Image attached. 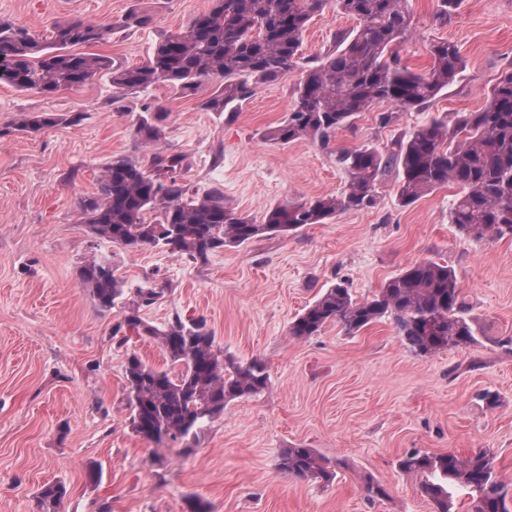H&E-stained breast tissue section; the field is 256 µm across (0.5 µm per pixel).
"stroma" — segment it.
<instances>
[{"mask_svg": "<svg viewBox=\"0 0 512 512\" xmlns=\"http://www.w3.org/2000/svg\"><path fill=\"white\" fill-rule=\"evenodd\" d=\"M209 0H0V18L37 34L56 21L112 23V37L91 51L133 65L161 38L207 10ZM414 30L400 55L410 68L431 62L430 45L459 47L465 68L425 110L399 113L386 127L377 111L338 131L329 145H280L270 131L291 105L293 78L255 88L234 112H209L197 95L155 85L120 95L108 76L52 94L0 86V512H36L37 489L64 483L59 512H186V500L212 512H433L419 477L397 461L410 450L493 452L512 489V238L474 241L448 222L454 187L398 203L395 176L381 183L374 207L347 211L281 237L227 247L207 260L159 248L128 252L81 224L80 202L97 189L112 158L142 156L134 126L144 106L166 112L160 147L183 157L191 191L212 186L237 212L261 218L277 204L340 192L347 175L338 151L386 149L414 125L475 112L512 64V0H462L447 23L437 0H410ZM152 25L129 28L131 11ZM357 22L334 10L307 27L303 60L321 56L336 32ZM82 113V121L67 117ZM59 115L35 134L15 131L24 115ZM114 259L130 286L166 282L144 316L162 326L174 316H205L225 354L266 360L271 382L261 394L232 401L191 453L159 447L133 432L124 361L134 352L159 369L171 363L151 341L112 335L122 307L104 311L77 278L81 265ZM426 259L455 273L481 328L480 341L432 356L410 352L389 321L350 336L326 325L298 340L292 320L336 284L363 299L386 280ZM497 395L496 407L481 399ZM314 449L334 466L333 481L297 479L278 469L283 448ZM388 499L368 502L365 477Z\"/></svg>", "mask_w": 512, "mask_h": 512, "instance_id": "stroma-1", "label": "stroma"}]
</instances>
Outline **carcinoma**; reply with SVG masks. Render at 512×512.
<instances>
[{
	"instance_id": "1",
	"label": "carcinoma",
	"mask_w": 512,
	"mask_h": 512,
	"mask_svg": "<svg viewBox=\"0 0 512 512\" xmlns=\"http://www.w3.org/2000/svg\"><path fill=\"white\" fill-rule=\"evenodd\" d=\"M184 29L168 34L147 60L116 64L104 55L78 52V46L103 44L112 25L71 20L54 22L46 35L0 19V84L19 92L53 93L82 87L107 72L118 93L166 85L192 95L205 80L215 91L202 106L233 112L255 87L298 74L288 118L269 133L288 144L310 139L329 143L363 112L387 102L399 111L421 110L453 84L464 70L459 47L448 41L430 45L431 63L423 72L402 64L400 48L412 32L408 0H210ZM358 21L340 32L322 58L300 63L304 33L325 9ZM166 113H147L135 125L145 148H157ZM60 119L30 114L16 127L38 132ZM178 155L152 153L149 164L117 157L106 166L97 193L82 200V223L89 232L126 251L163 248L180 258L206 260L229 246L261 237L286 236L309 224H324L337 214L369 208L377 186L396 173L399 205L408 206L448 183L458 189L449 223L466 237L512 236V67L502 72L479 112H457L453 124L440 119L415 125L383 151L368 146L345 149L337 162L348 177L345 188L314 200L289 202L266 211L261 220L244 216L218 188L191 192L176 176ZM79 282L102 309H125L112 335L131 333L156 343L179 371L158 370L136 353L127 355L131 427L157 446L168 442L195 448L230 402L262 393L271 382L262 358L246 363L224 355L203 316H177L162 328L142 317L157 303L156 294L138 287L129 292L117 268L103 261L81 266ZM468 303L448 266L417 262L390 278L365 300L346 286L327 289L297 315L289 334L307 339L330 323L354 336L386 318L406 348L420 356L479 342L467 317ZM279 470L298 478L329 481L333 472L310 448L282 450ZM398 468L422 477L420 490L434 512H450L456 486L469 497L471 512H512V493L499 479L490 452L468 456L410 451ZM66 495L62 483L42 486L37 512H59Z\"/></svg>"
}]
</instances>
